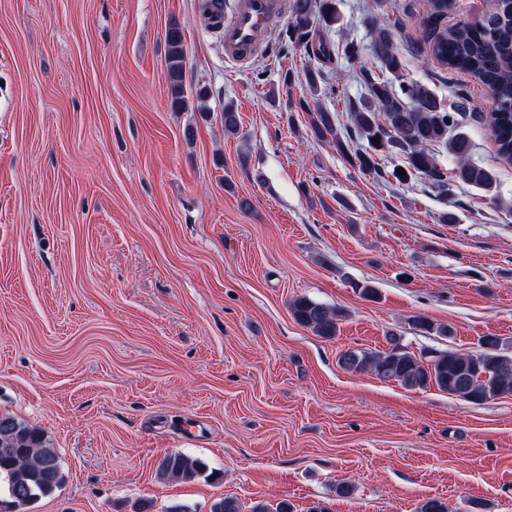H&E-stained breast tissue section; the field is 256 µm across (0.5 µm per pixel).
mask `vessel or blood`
<instances>
[{"instance_id": "b4317fda", "label": "vessel or blood", "mask_w": 512, "mask_h": 512, "mask_svg": "<svg viewBox=\"0 0 512 512\" xmlns=\"http://www.w3.org/2000/svg\"><path fill=\"white\" fill-rule=\"evenodd\" d=\"M287 0H235L230 10L216 14L215 20L224 31V56L240 62L258 48L268 19L286 10Z\"/></svg>"}]
</instances>
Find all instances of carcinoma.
<instances>
[{
	"label": "carcinoma",
	"instance_id": "1",
	"mask_svg": "<svg viewBox=\"0 0 512 512\" xmlns=\"http://www.w3.org/2000/svg\"><path fill=\"white\" fill-rule=\"evenodd\" d=\"M377 6L384 15L367 20L371 51L399 80V86L373 70L360 68L367 97L349 109L356 133L367 141L366 150L357 155L360 167L375 172L380 156L400 155L405 175L392 172L398 181L423 177L446 199L453 196L454 188L468 185L490 193L493 203L512 211V201L493 192V170L473 158L471 137L461 130L460 112L466 108V95L448 90L453 104L446 107L433 90L403 78L401 52L393 38L396 24L385 14L394 4L378 0ZM427 6L423 29L408 48L430 55L450 70L469 74L488 90L494 109L487 126L499 156L512 161V0H493L479 23L452 27L444 25V19L454 10L455 0H427ZM337 21L336 0H294L288 38L310 46L317 57H328L331 44L313 40V33L316 26L331 29ZM185 60L182 30L171 26L166 31L165 62L174 110L185 105ZM302 106L311 109L310 131L315 139L335 134L331 112L306 101ZM438 148L452 157L455 167L451 177L437 160ZM290 311L296 322L317 336L332 338L339 330L340 312L309 297L294 299ZM389 344L390 348L381 351L348 349L340 356L339 366L350 373L370 372L409 389L434 386L475 404L512 396V354L498 337H482L475 352L438 350L430 362L426 355L411 352L398 336L389 337ZM156 472L162 478L191 481L201 474L202 466L175 451L158 460ZM62 480L58 453L41 431L17 418L0 416V484L9 504L20 512L58 488Z\"/></svg>",
	"mask_w": 512,
	"mask_h": 512
}]
</instances>
